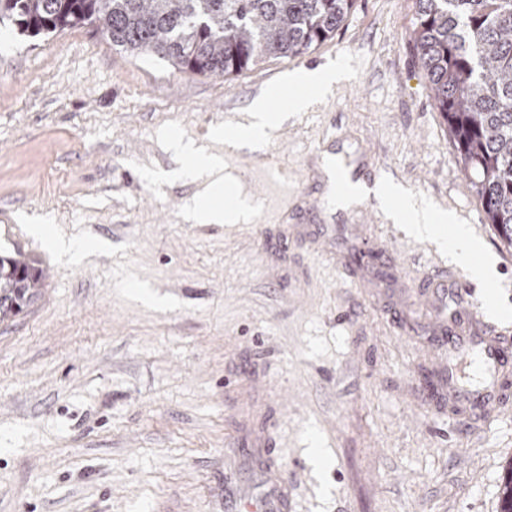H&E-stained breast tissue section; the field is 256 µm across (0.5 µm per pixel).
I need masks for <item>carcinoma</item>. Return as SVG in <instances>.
Segmentation results:
<instances>
[{"label": "carcinoma", "mask_w": 512, "mask_h": 512, "mask_svg": "<svg viewBox=\"0 0 512 512\" xmlns=\"http://www.w3.org/2000/svg\"><path fill=\"white\" fill-rule=\"evenodd\" d=\"M355 0H0V28L50 35L92 26L112 49L179 72L230 76L330 40ZM467 184L512 247V0H415L409 34ZM45 275L0 254V323L32 305Z\"/></svg>", "instance_id": "cac0c4a2"}]
</instances>
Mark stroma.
<instances>
[{
	"label": "stroma",
	"mask_w": 512,
	"mask_h": 512,
	"mask_svg": "<svg viewBox=\"0 0 512 512\" xmlns=\"http://www.w3.org/2000/svg\"><path fill=\"white\" fill-rule=\"evenodd\" d=\"M413 13L357 0L313 52L230 78L115 52L89 27L0 31V253L46 276L0 324V512H226L265 492L246 463L258 432L288 512H500L512 363L504 406L453 397L437 335L458 296H431L459 266L374 199L338 207L319 174L327 145L339 168L368 152L367 182L394 179L469 225L497 279L475 294L512 353V249L414 63ZM336 62L345 80L261 151L224 155L249 217L187 222L197 193L166 177L174 139L218 150L211 130L262 90ZM39 224L104 247L70 263Z\"/></svg>",
	"instance_id": "stroma-1"
}]
</instances>
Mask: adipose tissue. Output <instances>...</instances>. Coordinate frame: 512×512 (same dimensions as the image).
<instances>
[{
	"label": "adipose tissue",
	"mask_w": 512,
	"mask_h": 512,
	"mask_svg": "<svg viewBox=\"0 0 512 512\" xmlns=\"http://www.w3.org/2000/svg\"><path fill=\"white\" fill-rule=\"evenodd\" d=\"M343 78L340 66L328 65L315 70H299L288 74L280 89L255 99L250 106L249 123L239 125L234 136L225 128L214 129L213 136L229 140L237 148L262 149L272 127L291 112L308 108L313 95L323 94ZM182 159L180 167L169 171L174 180L207 179L208 184L192 207L188 218L197 224H234L245 211V203L235 189L225 184L219 159L193 144L176 142ZM374 197L394 223L410 225L412 231L449 243L453 261L486 290L497 286L492 261L483 255L477 238L467 225L457 223L447 211L418 203L400 185L391 181L374 184L358 181L345 191L346 201Z\"/></svg>",
	"instance_id": "1"
}]
</instances>
